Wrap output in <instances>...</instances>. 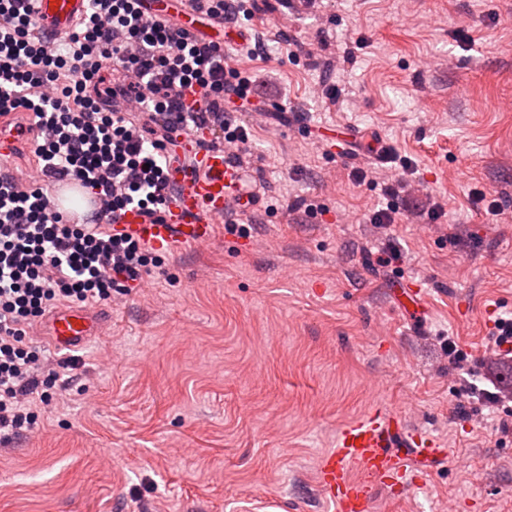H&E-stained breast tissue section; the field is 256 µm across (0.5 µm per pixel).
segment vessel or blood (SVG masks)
<instances>
[{"label": "vessel or blood", "mask_w": 512, "mask_h": 512, "mask_svg": "<svg viewBox=\"0 0 512 512\" xmlns=\"http://www.w3.org/2000/svg\"><path fill=\"white\" fill-rule=\"evenodd\" d=\"M32 6L42 30L62 34L71 32L84 16L87 0H33ZM209 140L208 130L200 127L184 134L193 173L182 179L163 220L153 221L132 209L121 216V228L164 251L179 241L207 240L213 224L232 209L249 179L243 165L223 148L210 146ZM50 200L73 224L96 223L102 211L100 199L86 195L71 180L56 181ZM96 332L95 318L81 308L63 307L48 319V339L61 351L79 349ZM446 456V448L435 438L408 430L399 417L377 407L339 432L335 448L321 459L318 484L337 512H369L373 488L395 486L409 464Z\"/></svg>", "instance_id": "obj_1"}]
</instances>
